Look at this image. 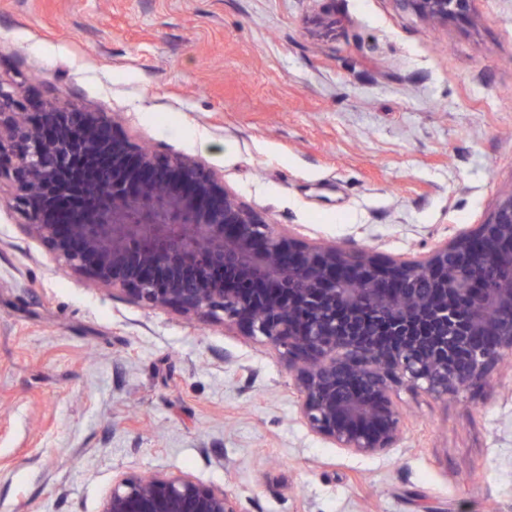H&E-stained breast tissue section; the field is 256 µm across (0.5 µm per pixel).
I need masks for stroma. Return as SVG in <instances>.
<instances>
[{"label":"stroma","instance_id":"35a3bbf8","mask_svg":"<svg viewBox=\"0 0 512 512\" xmlns=\"http://www.w3.org/2000/svg\"><path fill=\"white\" fill-rule=\"evenodd\" d=\"M0 82L202 161L312 241L427 251L512 192V0L431 27L398 0H0ZM0 192V512H99L183 472L241 512H512L495 385L400 389L394 448L312 435L269 346L61 269Z\"/></svg>","mask_w":512,"mask_h":512}]
</instances>
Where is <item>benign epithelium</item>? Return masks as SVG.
I'll use <instances>...</instances> for the list:
<instances>
[{"instance_id": "benign-epithelium-1", "label": "benign epithelium", "mask_w": 512, "mask_h": 512, "mask_svg": "<svg viewBox=\"0 0 512 512\" xmlns=\"http://www.w3.org/2000/svg\"><path fill=\"white\" fill-rule=\"evenodd\" d=\"M446 24L472 0H398ZM24 228L70 274L128 300L220 322L288 360L309 432L355 455L395 446L397 389L433 398L512 353V192L482 224L382 259L266 220L203 164L118 133L105 112L29 113L0 83V178ZM100 512H241L186 473L121 476Z\"/></svg>"}]
</instances>
